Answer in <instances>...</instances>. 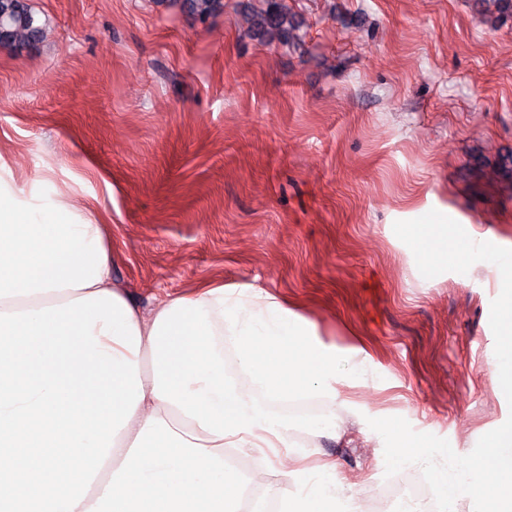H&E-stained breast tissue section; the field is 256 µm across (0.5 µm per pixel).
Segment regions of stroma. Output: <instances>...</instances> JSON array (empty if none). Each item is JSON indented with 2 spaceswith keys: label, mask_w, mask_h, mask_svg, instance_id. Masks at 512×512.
I'll list each match as a JSON object with an SVG mask.
<instances>
[{
  "label": "stroma",
  "mask_w": 512,
  "mask_h": 512,
  "mask_svg": "<svg viewBox=\"0 0 512 512\" xmlns=\"http://www.w3.org/2000/svg\"><path fill=\"white\" fill-rule=\"evenodd\" d=\"M264 0L193 21L175 0H29L45 28L0 49V191L105 225L145 309L207 281L252 284L335 348L332 461L381 488L399 416L460 455L512 406L491 376L499 269L424 278L394 222L437 210L512 248V20L481 0ZM266 9L253 22L256 33L269 41L288 42L295 23L286 0H265Z\"/></svg>",
  "instance_id": "1"
}]
</instances>
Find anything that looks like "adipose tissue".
I'll return each mask as SVG.
<instances>
[{"instance_id": "ef3b65f1", "label": "adipose tissue", "mask_w": 512, "mask_h": 512, "mask_svg": "<svg viewBox=\"0 0 512 512\" xmlns=\"http://www.w3.org/2000/svg\"><path fill=\"white\" fill-rule=\"evenodd\" d=\"M101 225L65 205L0 192V512H264L224 456L284 455L294 436H335L331 415L278 402L327 384L335 350L251 285L209 283L143 313L113 277ZM267 395L229 376L224 348ZM279 512H363L330 466Z\"/></svg>"}]
</instances>
